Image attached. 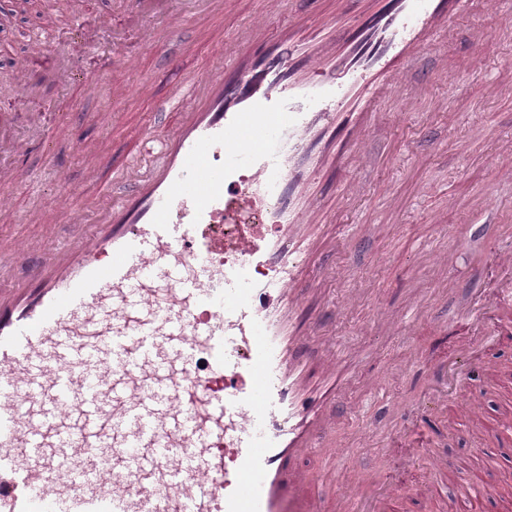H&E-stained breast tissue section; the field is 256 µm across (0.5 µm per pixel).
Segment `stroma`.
Returning a JSON list of instances; mask_svg holds the SVG:
<instances>
[{"label":"stroma","instance_id":"1","mask_svg":"<svg viewBox=\"0 0 512 512\" xmlns=\"http://www.w3.org/2000/svg\"><path fill=\"white\" fill-rule=\"evenodd\" d=\"M66 0H40L31 23L21 33L7 36L0 51L14 58L29 50L47 11H54L60 28L44 44L42 64L55 54L73 51L79 56L81 77L65 88L46 89L36 111L50 115L46 133L58 156L67 163L69 185L79 194L88 212L103 204L97 186L86 179L93 155L77 147V139L98 143L116 162H123L138 143L143 126L167 129L171 113L158 103L172 87L193 74H207L222 62L216 52L223 45L226 30L260 6V0H239L235 15H217L200 27L176 18L177 35L163 50L142 48L134 35H127L126 51L141 57L138 72L106 69L103 48L79 42L71 33ZM512 14V0L485 4L477 0L469 16L458 20L451 38L441 39L436 50L421 56L415 73H426L431 82L419 89L410 111H399L395 101L381 106L379 124L369 136L366 155L357 172L369 187L367 196L349 205L345 223L354 225L353 235L329 253L328 262L345 271L344 281L328 287L326 295L343 302L348 289L362 287L355 304L336 320V334L360 364L340 398L333 417L331 441L351 445L348 466L377 474L379 479H399L412 485L413 472L403 465L400 449L359 447V436L381 426L376 394L409 403L428 386L425 374L397 370L399 355L408 348L422 354L450 348L457 339L456 314L488 301L500 275L495 263L497 251L512 247V183L499 182L498 169L505 156L502 143L512 139V35L506 34L501 18ZM496 35L490 59V75L468 81L463 93L451 96L446 81H457L462 62L469 53L473 26ZM176 57L171 67L168 57ZM447 77H440V67ZM145 83L150 95L123 106L112 103V85ZM110 113L113 123L92 125L88 113ZM26 169L37 177L36 186L20 182L12 186V208L0 212V242L20 236H40L45 225L55 223L56 211L47 192L53 185L52 163L41 154L29 155ZM458 198L460 206L449 211L445 223L434 224L430 214L440 211L446 195ZM43 207L41 223L28 222L34 207ZM469 226L466 242H458L460 226ZM448 249L453 259L447 271H440L418 254L421 246ZM420 289L427 306L425 326L403 336H385L369 323L382 310H403L413 289ZM469 419H458L454 429H438L434 435L435 454L448 461V494L461 488V478L470 461L472 437Z\"/></svg>","mask_w":512,"mask_h":512}]
</instances>
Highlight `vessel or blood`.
<instances>
[{
    "instance_id": "1",
    "label": "vessel or blood",
    "mask_w": 512,
    "mask_h": 512,
    "mask_svg": "<svg viewBox=\"0 0 512 512\" xmlns=\"http://www.w3.org/2000/svg\"><path fill=\"white\" fill-rule=\"evenodd\" d=\"M160 2L133 3L149 49L173 37L141 22ZM333 2L324 20L323 0H309L277 37L283 0H262L229 31L223 65L161 102L172 124L140 134L152 163L122 169V195L100 184L95 222L61 175L67 246L49 231L0 252V512H393L405 499L392 486L363 495L369 476L318 439L343 384L332 337L315 388L300 393L285 372L306 360L307 327L330 317L325 297L311 307L303 292L342 278L308 265L295 229L335 223L305 192L328 167L347 201L365 196L355 169L381 101L411 109L414 59L474 0ZM494 43L474 30L470 76L488 75ZM78 69L61 53L45 76L66 84ZM11 124L0 113V155L51 153L43 137L10 136ZM267 222L273 233L258 235ZM496 264L492 299L459 319L455 397L391 405L383 437L438 474L448 462L431 452L428 420L481 415L469 365L512 320V250ZM425 315L416 296L382 324L399 336ZM313 451L327 459L322 511L296 480Z\"/></svg>"
}]
</instances>
